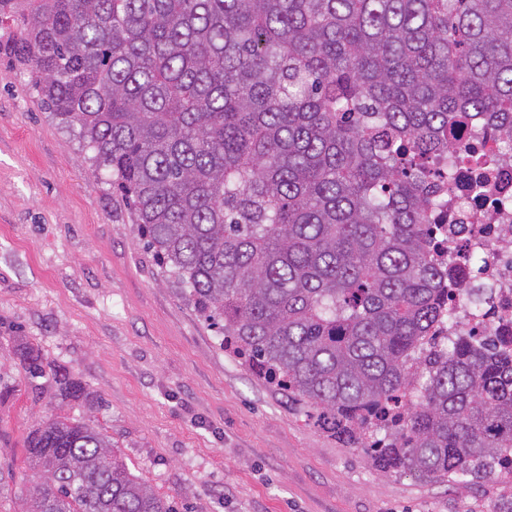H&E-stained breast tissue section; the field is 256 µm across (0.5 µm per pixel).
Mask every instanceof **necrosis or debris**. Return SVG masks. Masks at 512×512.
Here are the masks:
<instances>
[{
	"instance_id": "necrosis-or-debris-1",
	"label": "necrosis or debris",
	"mask_w": 512,
	"mask_h": 512,
	"mask_svg": "<svg viewBox=\"0 0 512 512\" xmlns=\"http://www.w3.org/2000/svg\"><path fill=\"white\" fill-rule=\"evenodd\" d=\"M428 216L440 230L438 252L457 281L480 283L477 300L457 295L448 335L464 330L493 339L512 335V150L498 135L466 124L441 161Z\"/></svg>"
}]
</instances>
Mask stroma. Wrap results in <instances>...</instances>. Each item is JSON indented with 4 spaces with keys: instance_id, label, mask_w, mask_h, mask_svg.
Returning <instances> with one entry per match:
<instances>
[{
    "instance_id": "stroma-1",
    "label": "stroma",
    "mask_w": 512,
    "mask_h": 512,
    "mask_svg": "<svg viewBox=\"0 0 512 512\" xmlns=\"http://www.w3.org/2000/svg\"><path fill=\"white\" fill-rule=\"evenodd\" d=\"M21 337L98 407H62L47 380H28ZM65 410L104 428L176 512H494L495 482L462 493L378 472L225 351L144 248L107 172L41 109L30 72L0 61V512L22 508L27 434Z\"/></svg>"
}]
</instances>
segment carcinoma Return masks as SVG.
I'll list each match as a JSON object with an SVG mask.
<instances>
[{
	"label": "carcinoma",
	"instance_id": "1",
	"mask_svg": "<svg viewBox=\"0 0 512 512\" xmlns=\"http://www.w3.org/2000/svg\"><path fill=\"white\" fill-rule=\"evenodd\" d=\"M0 56L112 174L147 249L259 379L381 472L512 488V349L439 337L429 160L512 147V0H0ZM25 374L97 398L25 341ZM24 512H173L104 429L29 433Z\"/></svg>",
	"mask_w": 512,
	"mask_h": 512
}]
</instances>
